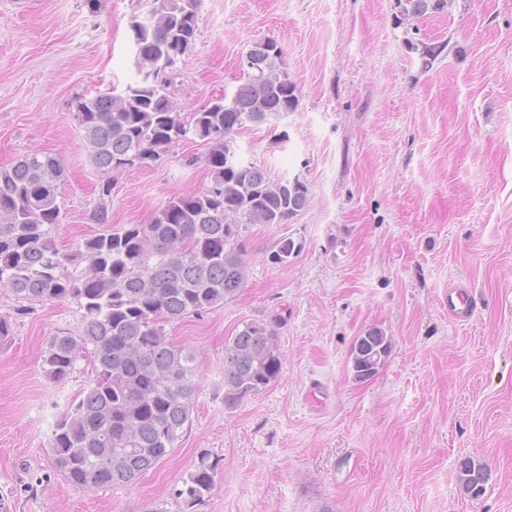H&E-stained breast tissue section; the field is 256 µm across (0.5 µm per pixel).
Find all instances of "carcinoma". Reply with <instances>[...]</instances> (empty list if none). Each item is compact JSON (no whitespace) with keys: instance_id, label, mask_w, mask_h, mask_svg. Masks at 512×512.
Masks as SVG:
<instances>
[{"instance_id":"1","label":"carcinoma","mask_w":512,"mask_h":512,"mask_svg":"<svg viewBox=\"0 0 512 512\" xmlns=\"http://www.w3.org/2000/svg\"><path fill=\"white\" fill-rule=\"evenodd\" d=\"M199 0H153L131 22L136 77L118 93L77 101L74 120L93 164L115 175L133 159L155 161L191 136L207 146L206 188L169 199L149 224L113 228L101 187L93 221L100 233L74 253L50 236L64 208L60 158L38 152L0 168V289L22 301L75 300L82 310L77 336L54 335L42 351L45 375L56 382L88 360L94 373L82 398L57 421L51 438L56 469L73 486L92 490L137 482L164 460L189 426L197 374L195 351L175 344L166 326L199 316L233 298L244 280L241 224H285L308 203L307 185L273 180L239 160L233 135L248 124L278 120L299 104L283 49L267 40L251 48L249 80L232 96H214L186 122L170 98L175 66L195 42ZM448 0H404L402 15L441 12ZM295 251L284 237L270 259ZM84 265L79 271L69 267ZM376 355L353 356L354 377L378 372L391 348L379 328L364 340ZM282 371L271 321L242 323L224 344V405L238 406L266 389ZM217 463L202 455L180 494L189 503L214 487ZM491 470L470 457L458 463L456 482L471 496Z\"/></svg>"}]
</instances>
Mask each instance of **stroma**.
I'll list each match as a JSON object with an SVG mask.
<instances>
[{"label": "stroma", "instance_id": "stroma-1", "mask_svg": "<svg viewBox=\"0 0 512 512\" xmlns=\"http://www.w3.org/2000/svg\"><path fill=\"white\" fill-rule=\"evenodd\" d=\"M152 0H0V167L38 151L66 169L57 247L99 233L101 175L73 118L79 97L134 78L130 22ZM398 0H200L170 92L183 118L247 79L255 43L283 49L296 111L249 125L237 152L271 179H300L309 203L285 224H244L246 277L224 306L168 325L198 360L192 422L136 484L72 486L49 451L59 417L92 379L40 361L78 333L74 300L0 289L13 339L0 347V493L13 512H512V0H448L405 21ZM440 52L423 66L422 46ZM201 142L115 175L111 223H150L169 198L205 188ZM298 249L270 259L282 237ZM468 292V321L448 286ZM277 325L279 378L224 405V343L242 323ZM381 328L392 349L369 380L352 345ZM214 488L179 491L201 452ZM470 457L492 477L458 490ZM448 312L460 321L468 320L472 316L468 295L460 287L448 288Z\"/></svg>", "mask_w": 512, "mask_h": 512}]
</instances>
